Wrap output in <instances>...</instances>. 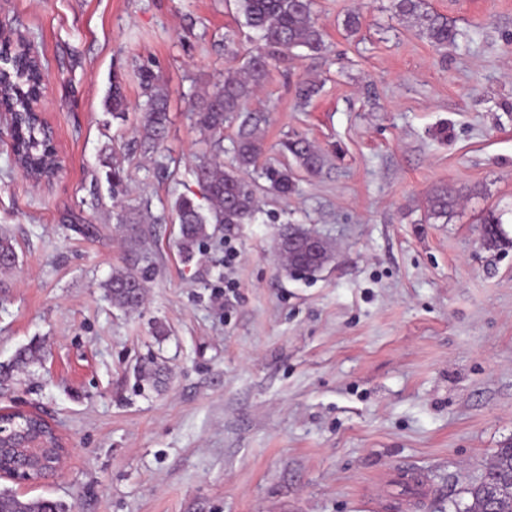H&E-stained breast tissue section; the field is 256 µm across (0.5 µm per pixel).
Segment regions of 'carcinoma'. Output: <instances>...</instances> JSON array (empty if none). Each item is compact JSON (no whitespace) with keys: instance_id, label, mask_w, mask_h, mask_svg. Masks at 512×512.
Listing matches in <instances>:
<instances>
[{"instance_id":"obj_1","label":"carcinoma","mask_w":512,"mask_h":512,"mask_svg":"<svg viewBox=\"0 0 512 512\" xmlns=\"http://www.w3.org/2000/svg\"><path fill=\"white\" fill-rule=\"evenodd\" d=\"M239 12L245 24L261 33L264 47L249 53L240 76H228L214 84L212 90L192 104L198 126L208 133L206 149L197 157L194 173L203 190L205 203L182 195L174 204L175 221L179 224V252L185 261L194 258L195 246L208 235V226L222 224L232 228L250 223L256 213V193L253 185L242 174L257 166L263 155V142L258 133L269 122V113L262 109H248L251 99L267 75L274 55L267 49L292 52L303 48L308 55L320 57L326 51L323 34L314 17V0H238ZM395 14L401 19H413L418 24L419 34L438 48L455 44L457 31L448 18L428 8L426 0H393ZM0 105L21 115L14 131L16 146L15 163L25 167L34 179L49 177L54 160L38 124L25 113L38 86V63L25 49L12 46L8 40L0 39ZM141 89L146 97L145 108L139 126L140 147L144 152L155 149L168 132V91L153 74L141 78ZM319 91L317 82L309 79L299 81L295 96L299 104H308ZM125 98L119 82L112 83L105 106L116 115L122 114ZM237 126L233 140L235 166L224 168L221 160L224 126ZM283 150L292 156L296 168L288 165H266L263 175L269 182V190L286 195L295 188L294 170L309 176H317L324 167V158L319 148L303 137L283 143ZM458 198L448 187L434 188L427 196L431 215L446 217L456 207ZM119 223L124 225L131 247L140 242V220L122 215ZM484 241L494 248L498 241L500 218L493 213L483 218ZM308 231L298 225L287 226L276 241V250L288 256V236L301 240ZM17 252L13 239L0 232V269L8 270L16 264ZM146 271L134 269L116 270L112 279L104 284L105 292L112 304L123 310H133L143 299V281ZM471 502L463 512H485L490 507L494 512H512V496L504 495L491 503L484 495L483 483L470 490ZM0 512H65L61 504L49 499H20L12 490L0 491Z\"/></svg>"}]
</instances>
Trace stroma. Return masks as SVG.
<instances>
[{
    "label": "stroma",
    "instance_id": "1",
    "mask_svg": "<svg viewBox=\"0 0 512 512\" xmlns=\"http://www.w3.org/2000/svg\"><path fill=\"white\" fill-rule=\"evenodd\" d=\"M427 3L458 31L448 50L390 0H317L326 53L294 50L248 105L272 114L264 159L290 162L279 144L300 133L325 166L288 195L258 191L252 223L216 227L186 263L168 213L202 193L206 136L190 105L261 43L236 0H0V27L41 63L62 164L33 184L0 132V231L18 255L0 271V365L12 367L0 408L39 413L69 448L21 499L66 512H461L512 444V0ZM145 68L169 90L168 136L151 153L138 146ZM115 78L121 119L103 108ZM303 78L321 86L305 107ZM441 185L463 201L436 218L426 198ZM130 211L147 215L133 311L103 289L136 260L117 222ZM491 212L509 240L498 250L483 241ZM288 224L331 245L322 269L284 271ZM25 347L36 360L15 364ZM152 363L161 384L140 373Z\"/></svg>",
    "mask_w": 512,
    "mask_h": 512
}]
</instances>
